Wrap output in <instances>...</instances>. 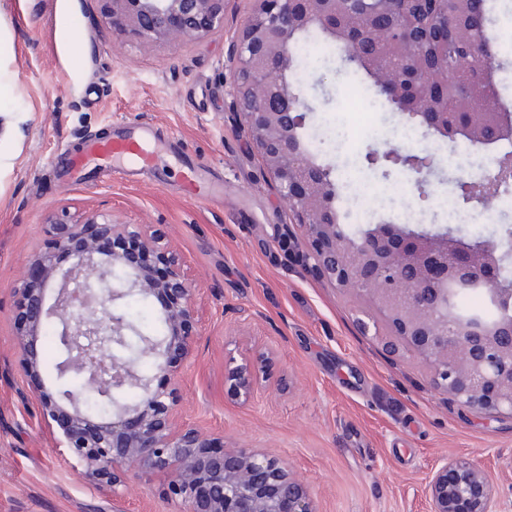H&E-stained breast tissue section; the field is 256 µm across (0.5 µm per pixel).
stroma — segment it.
<instances>
[{
    "label": "stroma",
    "mask_w": 512,
    "mask_h": 512,
    "mask_svg": "<svg viewBox=\"0 0 512 512\" xmlns=\"http://www.w3.org/2000/svg\"><path fill=\"white\" fill-rule=\"evenodd\" d=\"M257 0H230L223 30L193 42H124L100 23L99 0H0V512H186L166 474L128 475L125 486L83 480L57 446L56 423L33 397L48 369L27 376L14 340L13 314L50 219L79 222L102 214L159 232L196 291L197 342L183 368L180 425L228 446L287 462L318 512H428L425 479L446 456L486 470L512 512V417L458 405L429 383L413 358L387 353L385 321L362 335L367 303L332 288L301 259L304 231L271 187L235 106L232 48ZM340 58L304 79L305 124L313 150L346 182L350 199L391 216L411 213L424 227L446 223L403 195V174L383 179L363 155L396 147L425 151L430 139L398 134L400 117L360 103ZM153 125L224 182L207 203L182 197L180 171L136 184L93 171L66 183L52 160L58 145L77 150L109 134L113 120ZM491 155H440L431 182L451 194L464 172ZM466 237L512 249V205L473 207ZM288 234H274L276 225ZM260 348L272 360L257 396L230 391L231 359Z\"/></svg>",
    "instance_id": "1"
}]
</instances>
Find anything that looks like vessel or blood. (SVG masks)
I'll use <instances>...</instances> for the list:
<instances>
[{
    "label": "vessel or blood",
    "mask_w": 512,
    "mask_h": 512,
    "mask_svg": "<svg viewBox=\"0 0 512 512\" xmlns=\"http://www.w3.org/2000/svg\"><path fill=\"white\" fill-rule=\"evenodd\" d=\"M164 161L160 140L145 123L114 121L108 138L90 137L82 152L67 161L68 178L80 179L84 172L106 169L126 176L154 175ZM186 197L205 202L220 191L210 169L203 164L185 163L182 172Z\"/></svg>",
    "instance_id": "b4317fda"
}]
</instances>
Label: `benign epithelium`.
<instances>
[{"label": "benign epithelium", "instance_id": "7a95c632", "mask_svg": "<svg viewBox=\"0 0 512 512\" xmlns=\"http://www.w3.org/2000/svg\"><path fill=\"white\" fill-rule=\"evenodd\" d=\"M104 25L136 43L186 42L224 28L226 0H99ZM358 0H259L234 45L235 96L246 129L265 172L289 211L302 218L305 254L322 279L352 291L392 326L381 338L391 354H406L430 370V384L463 407L512 416V319L459 322L448 313L441 285L463 275L478 278L493 295L497 257L486 243L456 242L442 234L381 224L362 238L347 236L336 223L323 171L301 154L297 129L308 109L288 91L294 35L312 18L336 20ZM438 0H392L386 13H366L343 34L348 58L373 34L384 43L410 36L408 5ZM485 61L482 89L467 100L473 116L487 113L494 101ZM406 112L420 115L431 129L458 130L455 113L442 101L424 111L426 92L404 96L397 79L385 85ZM51 251L39 256L21 288L14 312L15 341L27 374L39 372V333L56 321L65 339L85 336L86 346L64 362L60 374H82L90 389L112 394L107 415L83 406L82 395L41 385L35 397L60 430V443L83 465L81 477L113 487L129 473L165 472L170 494L189 504L188 512H317L304 484L281 460L251 448H229L197 429L177 424L182 367L196 338L193 288L179 258L161 237L139 224H119L91 215L80 223L50 224ZM71 260L66 269L55 257ZM101 266L120 271L112 281L93 279ZM136 293L161 305L166 334L145 339L139 356L155 372L117 356L128 325L121 303ZM271 361L257 350L225 374L231 388L246 397L259 388ZM430 512H502L486 471L474 461L446 459L424 486Z\"/></svg>", "mask_w": 512, "mask_h": 512}]
</instances>
